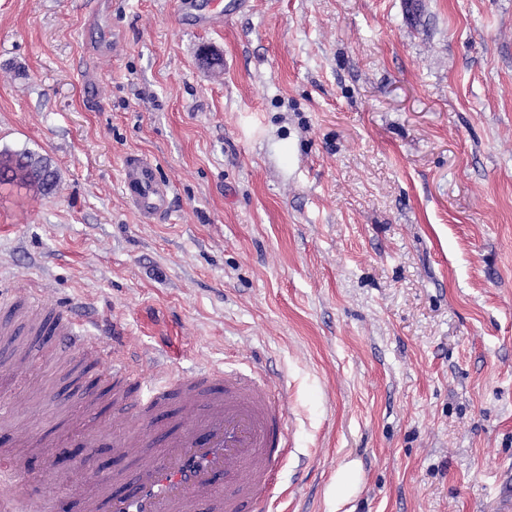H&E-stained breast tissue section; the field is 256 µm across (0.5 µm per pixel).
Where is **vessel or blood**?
Instances as JSON below:
<instances>
[{"instance_id": "obj_1", "label": "vessel or blood", "mask_w": 512, "mask_h": 512, "mask_svg": "<svg viewBox=\"0 0 512 512\" xmlns=\"http://www.w3.org/2000/svg\"><path fill=\"white\" fill-rule=\"evenodd\" d=\"M241 0H221L203 12L193 0H176L184 26L207 29L236 14ZM122 193L145 218L168 214L173 186L149 159L127 155L122 162ZM25 321L63 354L86 365L106 364L94 395L130 399L152 440L139 433L117 439L132 470L96 473L95 491L77 500L75 512H269L268 489L286 454L289 408L284 392L253 373L218 368L190 369L150 383L123 353L86 330V321L64 303H49L34 290L0 295V334L13 319ZM102 428L83 422L76 435L47 440L24 427L12 429L0 448V482L25 473L12 447L65 448L98 438Z\"/></svg>"}]
</instances>
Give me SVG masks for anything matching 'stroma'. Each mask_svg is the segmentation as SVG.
<instances>
[{"label": "stroma", "mask_w": 512, "mask_h": 512, "mask_svg": "<svg viewBox=\"0 0 512 512\" xmlns=\"http://www.w3.org/2000/svg\"><path fill=\"white\" fill-rule=\"evenodd\" d=\"M24 149L59 186L0 187V282L123 324L145 376L158 354L283 387L271 512H512V0H248L206 30L173 0H0V152ZM132 152L169 216L124 199ZM29 346L38 392L0 341V404L67 435L96 371ZM56 456L7 512L93 489L27 496Z\"/></svg>", "instance_id": "stroma-1"}]
</instances>
